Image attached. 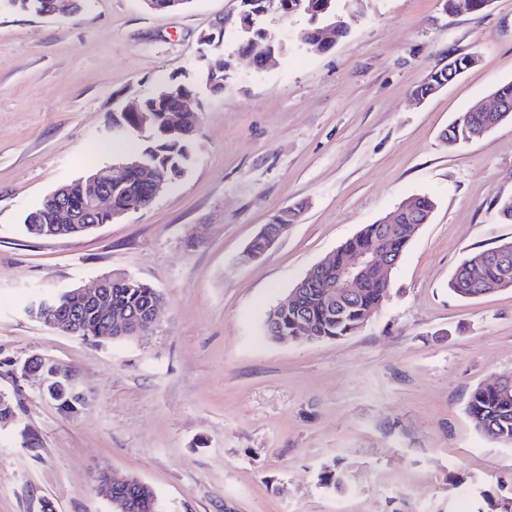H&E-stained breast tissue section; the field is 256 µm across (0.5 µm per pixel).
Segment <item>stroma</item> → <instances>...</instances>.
Segmentation results:
<instances>
[{
  "mask_svg": "<svg viewBox=\"0 0 512 512\" xmlns=\"http://www.w3.org/2000/svg\"><path fill=\"white\" fill-rule=\"evenodd\" d=\"M234 0L178 12L82 0L73 16L0 8V512H111L91 477L132 476L159 512H474L512 498V447L467 412L512 374V289L461 300L448 280L472 250L512 239V121L447 146L442 132L512 83V0L456 15L445 0H350L348 34L318 51L302 16L271 15L283 44L255 68L224 38V92L204 94L193 161L153 204L68 239L27 235L59 186L111 165L112 113L179 74ZM476 65L417 102L453 56ZM435 209L403 253L390 298L354 335L271 341L265 315L306 271L410 197ZM301 220L261 258L245 252L282 208ZM122 273L161 292L148 334L84 340L37 322L39 295ZM78 369L89 407L63 414L20 366ZM38 438L22 444V430ZM341 474L325 487L324 469Z\"/></svg>",
  "mask_w": 512,
  "mask_h": 512,
  "instance_id": "obj_1",
  "label": "stroma"
}]
</instances>
